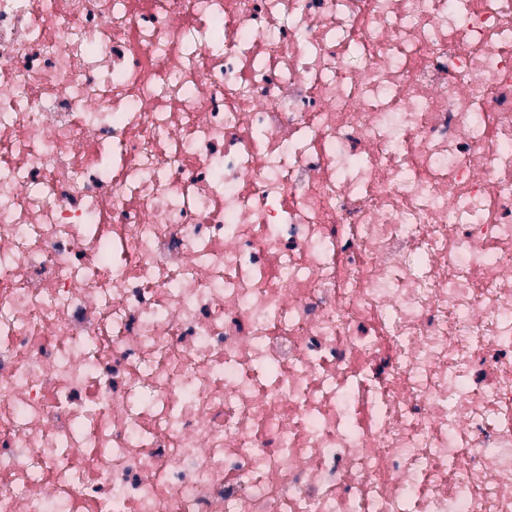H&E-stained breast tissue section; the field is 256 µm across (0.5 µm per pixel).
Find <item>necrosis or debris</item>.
<instances>
[{
    "label": "necrosis or debris",
    "mask_w": 512,
    "mask_h": 512,
    "mask_svg": "<svg viewBox=\"0 0 512 512\" xmlns=\"http://www.w3.org/2000/svg\"><path fill=\"white\" fill-rule=\"evenodd\" d=\"M0 512H512V0H0Z\"/></svg>",
    "instance_id": "1"
}]
</instances>
